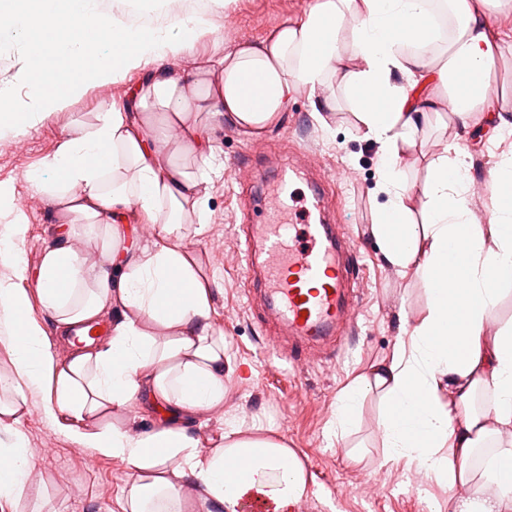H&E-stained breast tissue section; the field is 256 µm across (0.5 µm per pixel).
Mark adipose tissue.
<instances>
[{"mask_svg": "<svg viewBox=\"0 0 512 512\" xmlns=\"http://www.w3.org/2000/svg\"><path fill=\"white\" fill-rule=\"evenodd\" d=\"M11 15L10 26L29 44L22 76L31 88L22 118L4 112L0 131L33 127L47 107H63L89 81L117 68L142 70L128 103L101 112L78 136L65 139L42 169L28 174L57 215V232L42 251L37 295L56 331L68 339L77 326L112 314L104 341H69L57 359L41 328L21 315L26 291L0 283V311L12 321L14 370L0 391L43 386L47 415L137 476L123 512H238L259 495L276 512H290L310 492L312 478L295 449L262 427L226 424L220 442L202 448L194 432L224 406V330L215 302V273L184 247L193 224L204 221L213 155L189 171L164 156L166 133L181 132L184 150L201 152L202 130L219 120L258 135L274 125L292 94L307 90L314 117L335 109L334 88L355 107L356 137L380 144L379 189L386 205L370 233L384 262L400 277H419L426 308L403 321L389 357L373 363L342 393L336 427L352 429V411L366 396L383 404L378 434L388 458L405 461L457 500L453 512H512V328L489 330L512 280V151L491 171L492 217L476 224L463 196L466 154L444 142L426 162L418 184L403 180L404 158L433 114L452 112L462 129L490 124L498 140L512 135V107L492 93L501 30L489 22L504 0H448L456 22L447 53L436 51L435 15L426 0H316L282 20L256 42L225 45L196 60L199 27L182 23L171 40L100 14L93 0L63 8L60 0ZM350 32L353 52L342 47ZM75 69L60 79L42 47ZM111 56L86 60L92 46ZM191 59L181 70L168 66ZM165 111L154 123L152 107ZM0 264L25 274L22 253L28 218L10 190L0 187ZM151 224V237L135 236ZM492 392L478 409L480 390ZM156 411L149 430L133 435L119 416L132 404ZM497 445L482 473L478 449ZM29 478L23 445L0 448V512L14 506ZM495 495L472 500L481 486Z\"/></svg>", "mask_w": 512, "mask_h": 512, "instance_id": "adipose-tissue-1", "label": "adipose tissue"}]
</instances>
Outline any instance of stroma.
I'll use <instances>...</instances> for the list:
<instances>
[{
	"label": "stroma",
	"instance_id": "stroma-1",
	"mask_svg": "<svg viewBox=\"0 0 512 512\" xmlns=\"http://www.w3.org/2000/svg\"><path fill=\"white\" fill-rule=\"evenodd\" d=\"M314 2L98 0V9L147 31L164 29L173 39L183 34L180 20L194 18L205 30L197 42L203 58L220 51L222 43L262 38L274 24L303 14ZM489 21L507 34L492 80L512 106V10L493 9ZM24 55L23 35L11 26H0V86L13 87L14 112L23 111L29 93L20 81ZM140 77V71L131 70L106 84L89 85L64 109L41 117L29 133L0 135V184L12 188L29 220L24 246L28 276L18 278L12 268L0 266V281L31 288L42 250L53 238L52 208L30 186L27 173L41 168L63 139L94 123L97 113L126 102ZM336 99L335 111L323 124L314 118L306 91L300 90L287 112L261 135L226 123L204 130L205 141L224 168L212 179L202 232L190 235L184 244L196 250L223 283L216 305L230 369L224 376V409L212 414L199 433L205 438L218 436L232 419L246 429L258 421L272 426L297 451L313 478V492L302 502L305 512H432L434 502H447L448 496L428 480L409 484L404 463L385 460L376 439L375 396H368L356 411L350 436L332 432L338 396L369 365L392 353L402 314H417L426 304L421 282L400 277L387 266L370 235L374 209L386 201L375 190L382 151L378 144L355 136L351 102L341 92ZM455 131L450 113L433 119L423 148L408 154L407 182L425 178L420 154L436 152ZM290 163L301 165L303 173L285 189L287 206L298 208L310 194L309 173L325 168L332 219L340 232L356 241L348 258L357 320L345 330L341 346L311 347L295 363L277 357L269 345L279 331L264 319L259 298L248 292L247 245L240 230L249 220H267L264 198L276 187L281 167ZM23 397L15 431L0 432V446L8 448L19 440L29 450L32 479L17 512H38L47 500L57 512H121L133 471L59 431L45 413L47 391L28 388Z\"/></svg>",
	"mask_w": 512,
	"mask_h": 512
}]
</instances>
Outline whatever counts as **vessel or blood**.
<instances>
[{
    "label": "vessel or blood",
    "instance_id": "vessel-or-blood-1",
    "mask_svg": "<svg viewBox=\"0 0 512 512\" xmlns=\"http://www.w3.org/2000/svg\"><path fill=\"white\" fill-rule=\"evenodd\" d=\"M281 212L273 206L272 222L252 225L257 248L247 256L262 260L264 315L287 336L282 357L292 361L304 346L333 339L352 312L341 262L349 243L337 234L320 191H312L300 223L281 219Z\"/></svg>",
    "mask_w": 512,
    "mask_h": 512
}]
</instances>
